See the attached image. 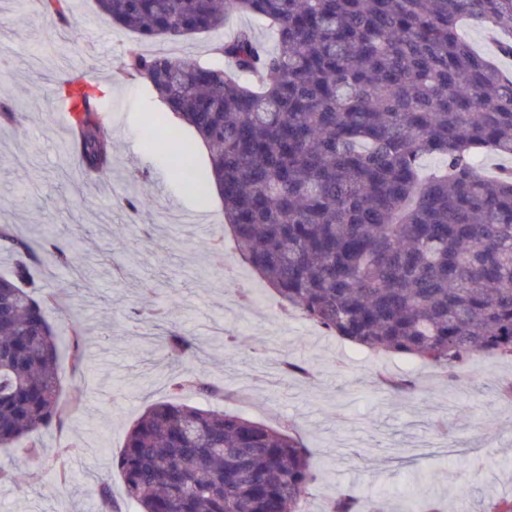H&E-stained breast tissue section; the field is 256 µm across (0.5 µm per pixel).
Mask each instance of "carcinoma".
I'll list each match as a JSON object with an SVG mask.
<instances>
[{"instance_id": "1", "label": "carcinoma", "mask_w": 512, "mask_h": 512, "mask_svg": "<svg viewBox=\"0 0 512 512\" xmlns=\"http://www.w3.org/2000/svg\"><path fill=\"white\" fill-rule=\"evenodd\" d=\"M133 33L116 65L151 87L210 152L240 256L285 313L371 351L451 370L475 354L512 358V172L489 177L474 156L512 157V76L476 52L464 21L512 33V0H95ZM55 26L67 0H39ZM231 13L264 21L274 45L241 27L200 63L139 43L224 28ZM90 81L64 82L74 103L80 167L112 170L109 123ZM427 155L443 168L422 179ZM173 175L208 187L181 161ZM0 274V447L64 424L59 339L38 297V267L80 271V248L18 236ZM72 326V360L83 361ZM172 360L196 357L177 326ZM184 387L222 390L204 374ZM119 464L136 512H300L323 479L296 434L222 409L149 405L127 432ZM328 512L366 510L341 493Z\"/></svg>"}]
</instances>
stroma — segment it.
Returning <instances> with one entry per match:
<instances>
[{
  "label": "stroma",
  "mask_w": 512,
  "mask_h": 512,
  "mask_svg": "<svg viewBox=\"0 0 512 512\" xmlns=\"http://www.w3.org/2000/svg\"><path fill=\"white\" fill-rule=\"evenodd\" d=\"M69 25L48 27L27 0H0V100L17 119L0 124V224L38 237L42 225L71 228L93 256L82 278L45 264L44 291L59 302L47 314L60 333L72 320L85 332L73 367L60 351L61 398L79 400L63 427L43 431L38 457L23 444L0 448V512H101L99 490L123 497L117 458L131 423L150 404L175 398L173 385L203 371L223 387L224 407L273 428L291 426L327 473L310 487L304 512H325L337 492L406 512L413 492L443 512H492L512 498V360L476 355L458 369L459 387L440 370L398 354H370L300 318L282 320L269 287L225 249L229 274H213L209 246L224 232L222 198L188 192L171 171V153L153 149L164 128L146 136L163 104L115 66L132 36L97 11L94 0H68ZM243 26L267 37L257 19L229 15L223 31L143 42L147 53L204 62L211 45ZM99 84L112 113V170L85 175L66 157L69 130L54 118L55 88L74 64ZM145 193L152 203L131 215L122 201ZM206 216L185 224L181 216ZM256 297L239 307L238 291ZM169 306L196 339L202 361H172L163 327L146 311ZM300 360L309 376L284 379L282 360ZM404 376L413 393H394L381 376Z\"/></svg>",
  "instance_id": "stroma-1"
}]
</instances>
